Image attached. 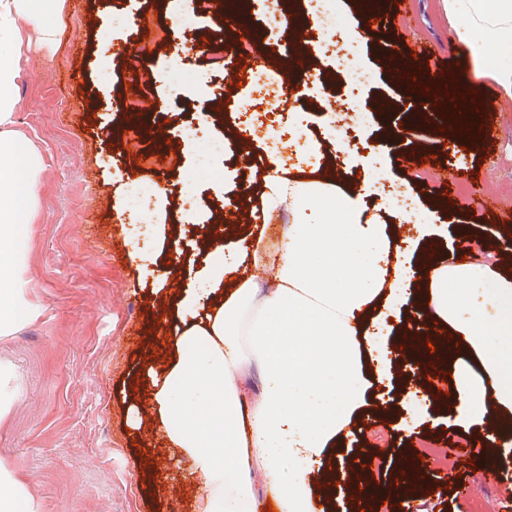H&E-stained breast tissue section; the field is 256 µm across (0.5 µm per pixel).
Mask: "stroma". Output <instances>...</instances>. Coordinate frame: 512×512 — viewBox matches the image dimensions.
Segmentation results:
<instances>
[{"instance_id":"stroma-1","label":"stroma","mask_w":512,"mask_h":512,"mask_svg":"<svg viewBox=\"0 0 512 512\" xmlns=\"http://www.w3.org/2000/svg\"><path fill=\"white\" fill-rule=\"evenodd\" d=\"M184 6L185 0H64L53 18L56 43L33 46L29 75L17 90L20 125L41 144L47 165L41 196L45 220L34 249V284L46 310L38 325L0 339V359L14 363L22 382L10 427L0 431V457L24 468L45 512H169L178 501L191 508L194 477L187 460L166 457L159 477L145 465L142 448L150 434L128 425L129 393L138 384L153 311L171 284L185 288L195 280L198 250L209 226L223 223L228 250L245 233L276 238L277 225L240 223L226 215L223 197L213 190L217 184L232 193L253 186L254 166L273 147L267 129L289 140L295 117H302L310 132L334 151L337 173L357 175L363 159L374 158L376 168L387 172L379 197L409 188L416 204L442 207L436 227L450 254L467 246L456 230L466 224L493 263L512 268V103L495 86L484 84L486 100L474 115L492 130V149L483 150L478 143L463 153L443 149L449 134L442 94L421 101L430 115L425 127L406 129L401 144H391L371 113L374 98L391 93L383 57L372 45L359 50L364 70L374 79L373 86L365 87L358 76H337L335 33L306 28L302 43L315 49L306 62L327 81L284 110L277 106L279 94L236 86L197 50V38L213 37L220 28L212 9H205L197 34L174 30L176 12ZM377 10L376 31L410 69L423 75L438 68L443 81H454L461 92L474 82V64L465 45L449 32L438 0H406L401 8L396 0H381ZM251 12L260 48L251 61L267 71L272 85H279L284 71L280 54L290 50L292 41L265 17L262 0H252ZM120 13H148L156 27L170 28L150 70L164 72L169 53L178 49L188 69L201 76V87L177 91L159 80L132 82L129 68L145 35L135 27L112 35V17ZM105 67L112 72L107 83L99 79ZM138 94L154 101L157 134L139 138L133 149L126 144L125 104ZM216 99L223 103L220 126L211 114ZM362 109L370 113L364 126L342 117L343 111ZM254 112L262 113L266 128L258 132L247 166L240 161L233 131ZM340 128L348 146L344 153L334 150ZM206 135L224 140V156L215 163L219 175L196 182L190 197H183L182 173L196 165ZM161 138L177 143V167L138 164L142 153L162 157ZM462 166L468 169L463 178L457 175ZM147 180L166 189L156 222L166 226L183 251L173 263L160 256L153 276L143 275L131 260L147 248L151 225L113 221L114 197L128 196ZM418 430V440H410L396 424L370 412L347 445L371 449L382 462L374 477L387 484L397 453L417 450L419 440L441 448L468 442L472 462L456 476L428 466L431 488L419 500L423 512H465L475 489L473 477L484 476L490 465L499 474L498 512H512V453L504 447L482 452L483 427L460 426L447 411L431 409L419 419Z\"/></svg>"}]
</instances>
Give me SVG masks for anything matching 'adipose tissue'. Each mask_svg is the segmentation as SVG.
I'll return each mask as SVG.
<instances>
[{
  "label": "adipose tissue",
  "instance_id": "adipose-tissue-1",
  "mask_svg": "<svg viewBox=\"0 0 512 512\" xmlns=\"http://www.w3.org/2000/svg\"><path fill=\"white\" fill-rule=\"evenodd\" d=\"M63 0H0V338L37 324L34 286L46 164L17 122V88L32 40L52 43ZM475 77L512 100V0H440ZM261 214H287L281 237L214 236L192 287L174 298L175 325L149 368L154 430L199 480L193 512H258L256 487L277 489V512H329L312 479L360 420L371 385L395 377L384 312L401 315V345L438 325L429 357L449 372L452 414L489 422L483 445L512 443V273L447 256L435 210L370 199L376 181L286 173L268 155ZM414 233L400 237L398 227ZM257 381H250V371ZM0 512H44L21 465L0 458Z\"/></svg>",
  "mask_w": 512,
  "mask_h": 512
}]
</instances>
